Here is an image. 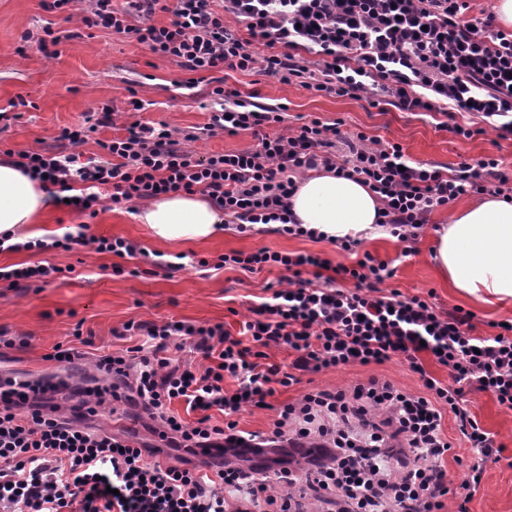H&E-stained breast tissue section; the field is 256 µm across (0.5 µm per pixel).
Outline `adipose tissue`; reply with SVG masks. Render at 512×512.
<instances>
[{
    "label": "adipose tissue",
    "mask_w": 512,
    "mask_h": 512,
    "mask_svg": "<svg viewBox=\"0 0 512 512\" xmlns=\"http://www.w3.org/2000/svg\"><path fill=\"white\" fill-rule=\"evenodd\" d=\"M290 202L304 228L333 240L384 233L377 224L379 200L356 179L325 171L308 174L297 179ZM49 203L40 181L0 160V236L8 235L13 245L37 238L30 225ZM137 218L162 242L205 239L224 223L222 210L196 192L163 196ZM434 258L460 294L512 298V201L487 196L456 210L437 232Z\"/></svg>",
    "instance_id": "obj_1"
}]
</instances>
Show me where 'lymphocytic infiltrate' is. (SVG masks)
<instances>
[{
	"mask_svg": "<svg viewBox=\"0 0 512 512\" xmlns=\"http://www.w3.org/2000/svg\"><path fill=\"white\" fill-rule=\"evenodd\" d=\"M49 11L82 8L83 23L135 35L152 53L176 60L192 73L224 70L261 73L309 91L358 97L373 90L385 104L451 120L466 138L483 126L512 136V31L495 28L493 15L468 16V0H129L120 12L112 0H43ZM168 25L152 24L155 11ZM244 24L239 37L225 15ZM282 53H274V45ZM218 106L205 129L235 135L284 121L283 106H261L216 85ZM471 122L456 123L459 114ZM105 104L77 128H63L54 144L22 152L17 165L45 186L71 191L87 185L74 208L93 209L98 190L112 189L113 205L170 193L208 196L238 232L254 230L317 240L299 224L290 198L295 177L319 167L361 180L381 202V226L398 241L416 240L429 214L468 194L512 199V170L483 157L450 170L408 161L400 144L364 133H342L340 121L315 117L291 133L269 136L256 148L194 158L167 124L132 123L125 136L100 142L99 156L81 158L78 148L99 128L113 125ZM94 245L118 257L140 253L122 238L97 237L87 225L65 233L54 247ZM218 267L248 272L286 271V285L252 307L240 336L223 324L183 321L127 322L124 335L139 345L101 356L85 367L79 385L59 375L35 379L0 376V512H456L479 490L488 463L502 449L470 411L467 389L491 394L512 411V322L479 335L473 313H443L422 299L385 290L395 275L390 262L371 253L355 265L332 264L312 253L266 249L219 256ZM353 281V289L340 280ZM192 346L204 367L172 364L169 349ZM294 354L290 370L262 366L266 351ZM447 368L449 382L427 370L423 357ZM402 359L418 374L420 393L389 381H366L309 391L280 405L268 433L240 430L234 416L268 408L277 388L353 364L381 365ZM236 388L226 391L225 379ZM73 389L88 415L106 400L134 402L160 426L161 439L217 454L311 445L313 458L289 456L275 477L252 468L217 463L213 473L147 461L141 448L107 429L68 415L56 403ZM181 402L196 413L189 422L172 413ZM224 425L212 424V411ZM455 423L457 440L442 429ZM472 453L467 474L452 485L443 461L454 445Z\"/></svg>",
	"mask_w": 512,
	"mask_h": 512,
	"instance_id": "1",
	"label": "lymphocytic infiltrate"
}]
</instances>
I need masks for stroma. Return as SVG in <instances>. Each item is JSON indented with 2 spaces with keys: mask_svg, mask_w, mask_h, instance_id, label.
Instances as JSON below:
<instances>
[{
  "mask_svg": "<svg viewBox=\"0 0 512 512\" xmlns=\"http://www.w3.org/2000/svg\"><path fill=\"white\" fill-rule=\"evenodd\" d=\"M60 35L58 44L40 47L44 27ZM190 78L173 59L152 53L131 34L102 28H86L79 17L44 10L42 0H0V109L17 98L28 100L18 118L0 123V150L33 152L53 143L66 126L83 124L85 117L102 104L117 108L114 126L99 129L96 138L81 148L84 156L98 151L97 143L125 135L131 123H165L180 131L197 132L196 140L184 147L194 157L232 153L256 147L257 137L208 135L203 131L214 107L208 82L188 87ZM224 87L244 96H254L265 105L286 104L285 126L294 129L303 118L318 116L342 120L347 132H364L385 142L400 144L414 162H434L447 168L465 160L490 156L512 168V137L499 138L497 131L463 138L439 129L435 120L420 112H403L387 106H372L370 94L359 97L317 95L298 85H286L278 77L258 73L226 71ZM144 108L131 110L129 99ZM95 218H87L70 207L51 204L39 225L46 230L89 224L90 232L107 238H124L145 248V255L120 258L95 252L93 247L66 251L51 249L39 254L0 252V268L43 260L59 267L54 280L41 287L7 288L0 281V331L29 337L24 348L0 349V372L11 371L36 377L55 372L47 358L55 344L82 347L88 355L100 356L137 345V338L122 336L129 321L162 323L180 320L197 325L224 324L238 334L250 309L276 283L280 270L250 273L239 268L214 269L219 256L234 251L319 252L333 262H345L329 242H313L275 233L241 234L234 224L206 240L160 243L133 212L113 208L108 193H101ZM452 207L432 212L422 234L404 244L392 236L362 240L361 251L394 262L395 277L386 289L404 296L430 298L436 310L460 307L475 315V332L488 334L489 323L512 321V303L487 304L450 288L433 262L434 229L447 223ZM182 267H174L177 255ZM208 267H200V260ZM122 265L124 274L113 272ZM377 376L395 386L417 393L418 374L400 359L379 366L350 365L318 374L302 375L299 384L280 390L278 402H291L312 389L349 386ZM469 408L479 423L495 436L503 448L499 463L488 464L479 491L469 504L470 512H512V411L500 407L487 393L469 391ZM96 423L131 439L152 440L153 422L141 410L117 405L115 411H100Z\"/></svg>",
  "mask_w": 512,
  "mask_h": 512,
  "instance_id": "35a3bbf8",
  "label": "stroma"
}]
</instances>
